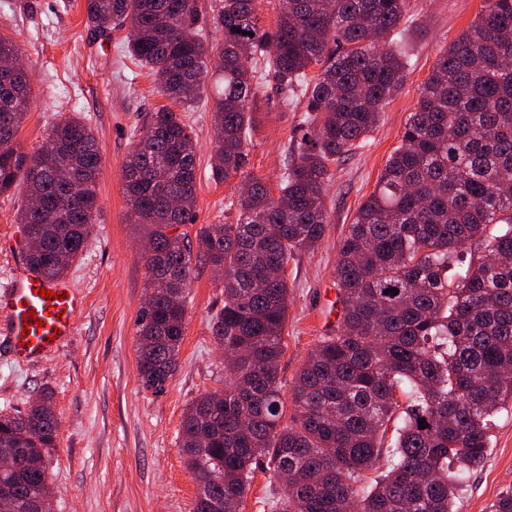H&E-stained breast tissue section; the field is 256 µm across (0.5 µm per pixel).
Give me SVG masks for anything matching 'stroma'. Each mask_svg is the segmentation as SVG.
Instances as JSON below:
<instances>
[{"mask_svg": "<svg viewBox=\"0 0 512 512\" xmlns=\"http://www.w3.org/2000/svg\"><path fill=\"white\" fill-rule=\"evenodd\" d=\"M483 0H410L399 24L398 48L410 60L403 82L380 111L362 148L333 165L325 204L329 222L320 245L289 258L288 317L279 380L290 389L308 354L335 331L338 294L334 269L339 244L371 192L414 112L420 88L440 54L470 26ZM0 34L21 50L33 106L18 140L36 150L62 116L81 113L97 137L102 162L98 207L83 254L66 282L86 309L75 336L41 360L15 364L0 343V410L25 411L42 389L53 392L59 420L56 446L45 459L52 489L51 512H193L197 484L178 445L189 404L224 387V352L211 325L224 304L223 281L210 267L194 272L178 364L163 392L142 387L137 370V326L146 277L139 254L142 229L135 224L123 188V163L148 115L166 99L153 75L127 50L129 33L101 34L86 24L84 0H0ZM213 82H206L185 120L198 142L195 221L235 223L239 178L218 183L213 163ZM250 170L277 188L302 130V104L285 101L271 84L257 86L251 100ZM23 193L0 195V283L25 251L17 210ZM484 462L462 485L455 512H490L498 494L512 487V409L497 414ZM283 486L269 461L252 473L239 512H270Z\"/></svg>", "mask_w": 512, "mask_h": 512, "instance_id": "obj_1", "label": "stroma"}]
</instances>
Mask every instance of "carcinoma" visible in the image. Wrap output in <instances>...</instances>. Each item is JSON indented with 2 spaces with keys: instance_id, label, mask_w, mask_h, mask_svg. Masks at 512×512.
<instances>
[{
  "instance_id": "1",
  "label": "carcinoma",
  "mask_w": 512,
  "mask_h": 512,
  "mask_svg": "<svg viewBox=\"0 0 512 512\" xmlns=\"http://www.w3.org/2000/svg\"><path fill=\"white\" fill-rule=\"evenodd\" d=\"M198 2L86 0L94 29L130 24L129 54L172 101L151 113L123 166L147 239L139 259L148 302L137 320L145 389L163 392L174 374L193 267L207 264L224 278L212 323L224 390L194 400L178 435L197 480L194 512H238L264 458L285 485L271 512H453L460 483L490 448V418L512 404V0H484L421 87L401 145L340 245L338 329L299 371L289 422L278 372L288 259L322 240L330 166L365 144L403 80L408 58L387 37L398 35L409 3L282 0L266 32L257 23L262 0H219L213 22L224 47L212 73ZM18 56L0 36V62ZM209 77L217 87L211 178L242 177L230 202L238 219L175 236L196 200L197 140L182 112ZM268 77L306 101L277 197L248 171L249 102ZM32 105L23 68L0 67V194L24 186L18 223L37 240L26 264L58 279L84 251L101 155L78 114L25 150L17 135ZM52 399L43 391L23 412H0V448L17 453L0 469V500L14 512H41L50 498ZM392 421L389 466L367 489Z\"/></svg>"
}]
</instances>
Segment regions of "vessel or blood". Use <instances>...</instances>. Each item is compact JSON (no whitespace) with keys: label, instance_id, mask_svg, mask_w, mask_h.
I'll return each mask as SVG.
<instances>
[{"label":"vessel or blood","instance_id":"1","mask_svg":"<svg viewBox=\"0 0 512 512\" xmlns=\"http://www.w3.org/2000/svg\"><path fill=\"white\" fill-rule=\"evenodd\" d=\"M52 291L53 299L35 295V287ZM83 301L68 294L66 284L50 281L18 263L10 281L0 286V335L8 340L19 364H27L67 344L74 336ZM35 311L43 324L39 331L23 334V315Z\"/></svg>","mask_w":512,"mask_h":512}]
</instances>
